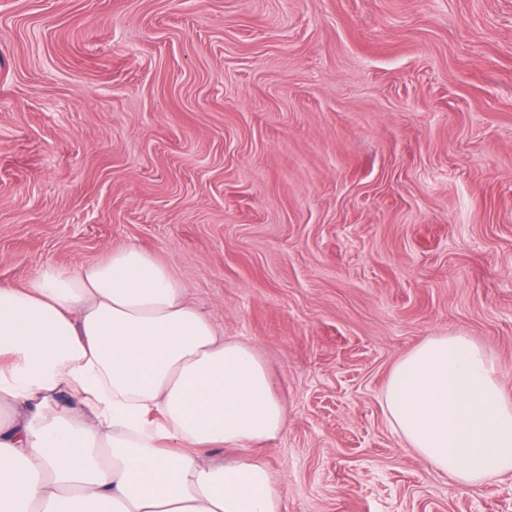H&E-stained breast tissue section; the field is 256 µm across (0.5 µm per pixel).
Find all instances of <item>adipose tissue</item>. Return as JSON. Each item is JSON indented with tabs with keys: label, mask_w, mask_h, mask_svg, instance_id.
Returning a JSON list of instances; mask_svg holds the SVG:
<instances>
[{
	"label": "adipose tissue",
	"mask_w": 512,
	"mask_h": 512,
	"mask_svg": "<svg viewBox=\"0 0 512 512\" xmlns=\"http://www.w3.org/2000/svg\"><path fill=\"white\" fill-rule=\"evenodd\" d=\"M384 404L455 483L512 473V399L468 337L402 357ZM284 422L256 349L137 246L0 287V512H282L262 461L203 451L260 445Z\"/></svg>",
	"instance_id": "ef3b65f1"
}]
</instances>
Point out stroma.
I'll return each mask as SVG.
<instances>
[{"instance_id": "stroma-1", "label": "stroma", "mask_w": 512, "mask_h": 512, "mask_svg": "<svg viewBox=\"0 0 512 512\" xmlns=\"http://www.w3.org/2000/svg\"><path fill=\"white\" fill-rule=\"evenodd\" d=\"M128 244L263 359L282 512H512L383 405L435 336L512 396V0H0V286Z\"/></svg>"}]
</instances>
